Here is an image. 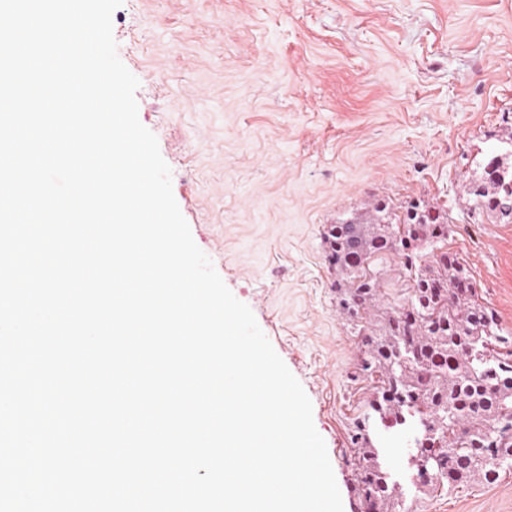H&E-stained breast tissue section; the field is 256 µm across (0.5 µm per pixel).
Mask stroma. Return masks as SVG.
<instances>
[{"label":"stroma","instance_id":"1","mask_svg":"<svg viewBox=\"0 0 512 512\" xmlns=\"http://www.w3.org/2000/svg\"><path fill=\"white\" fill-rule=\"evenodd\" d=\"M112 30L195 243L309 397L343 512H364L350 434L378 381L325 234L374 200L396 220L447 212L449 248L512 332V223L470 193L512 131V0H123ZM407 443L380 458L395 512H512V471L419 490Z\"/></svg>","mask_w":512,"mask_h":512}]
</instances>
